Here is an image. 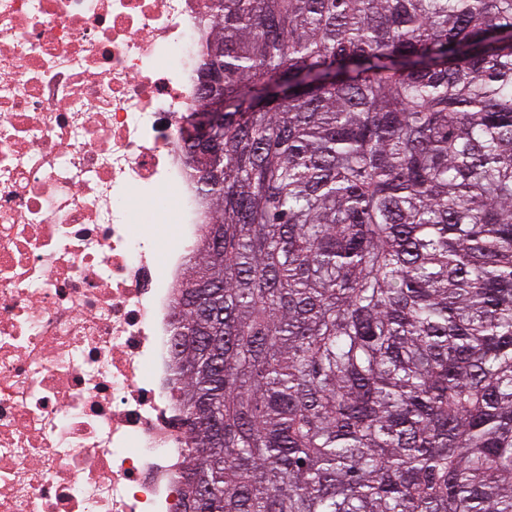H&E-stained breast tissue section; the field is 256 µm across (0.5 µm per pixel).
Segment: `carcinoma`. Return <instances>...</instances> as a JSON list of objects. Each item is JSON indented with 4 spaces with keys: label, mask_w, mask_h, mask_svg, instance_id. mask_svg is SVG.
<instances>
[{
    "label": "carcinoma",
    "mask_w": 512,
    "mask_h": 512,
    "mask_svg": "<svg viewBox=\"0 0 512 512\" xmlns=\"http://www.w3.org/2000/svg\"><path fill=\"white\" fill-rule=\"evenodd\" d=\"M185 512H512V0H211Z\"/></svg>",
    "instance_id": "obj_1"
}]
</instances>
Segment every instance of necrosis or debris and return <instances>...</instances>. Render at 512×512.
I'll use <instances>...</instances> for the list:
<instances>
[{"label":"necrosis or debris","instance_id":"4bbe7bcc","mask_svg":"<svg viewBox=\"0 0 512 512\" xmlns=\"http://www.w3.org/2000/svg\"><path fill=\"white\" fill-rule=\"evenodd\" d=\"M208 3L0 0V512L185 510Z\"/></svg>","mask_w":512,"mask_h":512}]
</instances>
